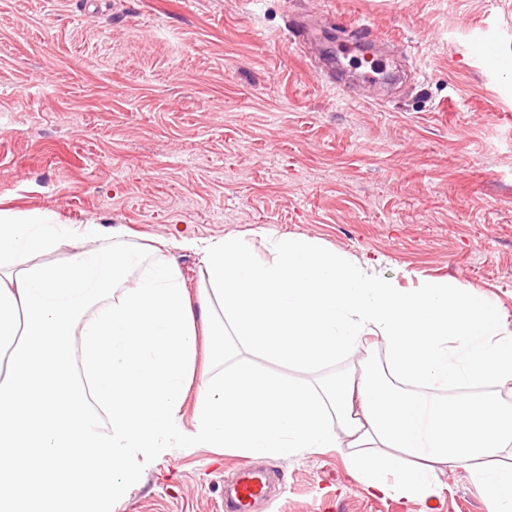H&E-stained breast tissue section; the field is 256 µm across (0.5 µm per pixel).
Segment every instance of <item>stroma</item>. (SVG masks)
<instances>
[{
	"instance_id": "obj_1",
	"label": "stroma",
	"mask_w": 512,
	"mask_h": 512,
	"mask_svg": "<svg viewBox=\"0 0 512 512\" xmlns=\"http://www.w3.org/2000/svg\"><path fill=\"white\" fill-rule=\"evenodd\" d=\"M478 27L497 38L486 65ZM344 44L388 54L399 79L337 69ZM1 205L122 228L193 301L203 246L237 235L268 259L300 235L403 288L488 296L512 328V0H0ZM382 353L250 361L313 384L380 370ZM246 464L279 475L255 512H486L460 469L420 500L369 493L333 448L175 445L115 512H224Z\"/></svg>"
}]
</instances>
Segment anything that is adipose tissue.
<instances>
[{"label":"adipose tissue","instance_id":"obj_1","mask_svg":"<svg viewBox=\"0 0 512 512\" xmlns=\"http://www.w3.org/2000/svg\"><path fill=\"white\" fill-rule=\"evenodd\" d=\"M106 233L122 235L0 209V512H114L172 436L243 458L336 448L367 489L414 499L461 468L487 512H512V405L495 392L512 383V333L494 301L444 281L404 289L289 235L269 261L238 237L208 246L194 305L173 262L102 247ZM200 333L210 362L236 364L202 384L186 432ZM370 337L380 380L287 384L246 359L320 367Z\"/></svg>","mask_w":512,"mask_h":512}]
</instances>
